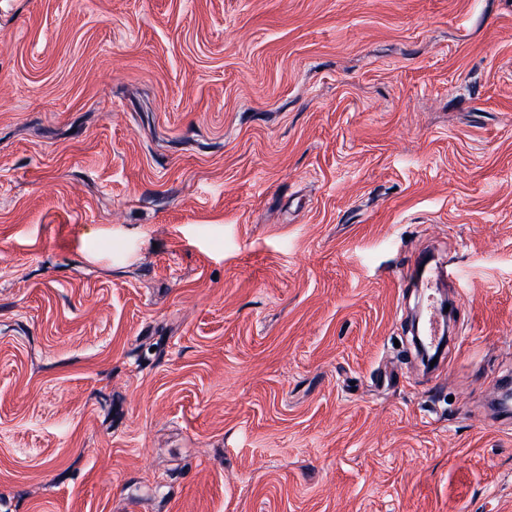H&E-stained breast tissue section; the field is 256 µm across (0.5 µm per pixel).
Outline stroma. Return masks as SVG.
Returning <instances> with one entry per match:
<instances>
[{
	"label": "stroma",
	"mask_w": 512,
	"mask_h": 512,
	"mask_svg": "<svg viewBox=\"0 0 512 512\" xmlns=\"http://www.w3.org/2000/svg\"><path fill=\"white\" fill-rule=\"evenodd\" d=\"M499 378L512 0H0V512H512ZM413 269L418 282L426 290H431L432 285L438 281L453 282L455 279V271L449 265L448 268L446 265L428 268L427 264L425 265L422 260H417L413 265ZM421 310V340L430 343L436 340L437 336L441 334L443 329L442 317L438 314L435 309L430 296H428V302L425 305L420 306Z\"/></svg>",
	"instance_id": "stroma-1"
}]
</instances>
